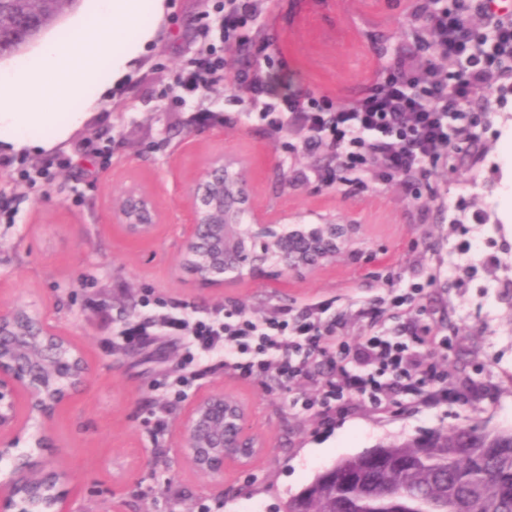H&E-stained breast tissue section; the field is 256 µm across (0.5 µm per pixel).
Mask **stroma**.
I'll list each match as a JSON object with an SVG mask.
<instances>
[{"label":"stroma","instance_id":"stroma-1","mask_svg":"<svg viewBox=\"0 0 512 512\" xmlns=\"http://www.w3.org/2000/svg\"><path fill=\"white\" fill-rule=\"evenodd\" d=\"M168 22L138 68L103 96L98 115L50 155H0V190L14 197L15 221L0 223V307L21 302L79 345L90 364L88 387L58 412L44 451L66 469L71 512H284L287 501L339 459L431 430L479 422L512 427V93L482 92L469 110L474 140L463 144L429 182L393 178L361 185L339 171L327 148L288 149L231 97L233 77L171 102L176 73L197 46L210 0H169ZM412 0H270L259 35L275 39L270 71L285 90L326 94L347 102L394 58L415 56L425 31L411 19ZM109 145L99 163L92 148ZM251 165L255 208L268 219L300 218L305 227L329 216L353 225L336 257L273 279L223 275L199 284L183 267L190 188L219 153ZM49 167L48 184L15 182L21 165ZM152 193L163 221L148 241L127 242L112 222L115 199L130 186ZM450 267L421 301L430 326L448 338L437 354L448 374L446 403L414 408L405 401L379 410L351 405L333 418L294 407L301 386L254 381L207 364L177 402L167 386L187 369L186 340L158 336L127 348L119 331L172 307L207 316L235 310L261 318L318 301L349 340L366 334L365 310L392 328L408 317L395 308L393 284L426 280ZM474 380L478 393H464ZM224 390L248 407L250 431L265 444L247 465L224 469L223 484L194 470L177 449L178 427L199 395Z\"/></svg>","mask_w":512,"mask_h":512}]
</instances>
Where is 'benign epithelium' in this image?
<instances>
[{
    "label": "benign epithelium",
    "mask_w": 512,
    "mask_h": 512,
    "mask_svg": "<svg viewBox=\"0 0 512 512\" xmlns=\"http://www.w3.org/2000/svg\"><path fill=\"white\" fill-rule=\"evenodd\" d=\"M248 166L233 156H213L206 171L190 190V217L184 229V254L206 244L216 260L201 263L193 273L202 285L219 282L224 274V250H232L231 269L243 279L266 273L265 265L282 271L300 267L307 254L313 266L336 253L348 242L345 228L327 219V234L315 246L317 230L277 232L253 206L248 191ZM125 198L134 208L112 209L115 226L129 242L152 238L161 223V212L153 194L138 187ZM27 306L16 302L0 309V460L11 464L10 477L0 481V508L3 512L25 502L36 489L53 491L50 512H70L66 485L71 476L63 469L45 470L34 453L16 454L4 434L19 435L29 425L39 430L38 450L52 447L51 428L56 413L73 396L84 390L91 378L89 362L82 349L36 311L21 317ZM179 452L199 460L203 474L224 480L228 464L245 465L266 445L254 438L248 427V409L235 395L222 390L196 398L179 427Z\"/></svg>",
    "instance_id": "1"
}]
</instances>
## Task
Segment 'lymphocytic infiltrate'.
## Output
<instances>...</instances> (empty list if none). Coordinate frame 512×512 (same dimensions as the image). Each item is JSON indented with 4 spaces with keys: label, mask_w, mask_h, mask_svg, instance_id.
Returning a JSON list of instances; mask_svg holds the SVG:
<instances>
[{
    "label": "lymphocytic infiltrate",
    "mask_w": 512,
    "mask_h": 512,
    "mask_svg": "<svg viewBox=\"0 0 512 512\" xmlns=\"http://www.w3.org/2000/svg\"><path fill=\"white\" fill-rule=\"evenodd\" d=\"M262 0H218V43L202 40L198 53L176 79L193 94L222 82L227 55L246 43L243 30L260 13ZM419 15L429 39L421 50L425 63L397 58L386 79H377L358 99L347 103L326 96L283 92L261 65L236 71L241 102L255 107L260 120L276 132H295L302 148L330 145L337 161L375 179L395 174L430 178L447 162L460 127L461 109L477 92L499 87L512 70V22H495L480 33L460 9H433L422 0ZM329 304L309 305L301 313L280 307L260 320L211 317L189 320L163 315L121 332L135 345L152 336L187 332L188 347L205 359L248 378H275L283 386L313 382L317 395L301 400L304 410L341 412L351 399L385 408L397 398L433 406L448 398V377L435 354L446 339L429 325L408 321L397 335L378 329L349 345L339 336Z\"/></svg>",
    "instance_id": "f902f5d3"
}]
</instances>
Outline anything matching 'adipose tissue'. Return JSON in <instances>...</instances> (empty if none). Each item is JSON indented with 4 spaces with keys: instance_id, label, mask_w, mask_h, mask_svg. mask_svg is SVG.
I'll return each instance as SVG.
<instances>
[{
    "instance_id": "obj_1",
    "label": "adipose tissue",
    "mask_w": 512,
    "mask_h": 512,
    "mask_svg": "<svg viewBox=\"0 0 512 512\" xmlns=\"http://www.w3.org/2000/svg\"><path fill=\"white\" fill-rule=\"evenodd\" d=\"M165 11L166 0H89L26 62L0 61V151L37 154L68 142L137 65Z\"/></svg>"
}]
</instances>
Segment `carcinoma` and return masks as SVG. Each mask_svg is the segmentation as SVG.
Listing matches in <instances>:
<instances>
[{"label":"carcinoma","mask_w":512,"mask_h":512,"mask_svg":"<svg viewBox=\"0 0 512 512\" xmlns=\"http://www.w3.org/2000/svg\"><path fill=\"white\" fill-rule=\"evenodd\" d=\"M80 0H0V56L20 52ZM337 461L285 512H512V428L472 424L426 432Z\"/></svg>","instance_id":"obj_1"}]
</instances>
